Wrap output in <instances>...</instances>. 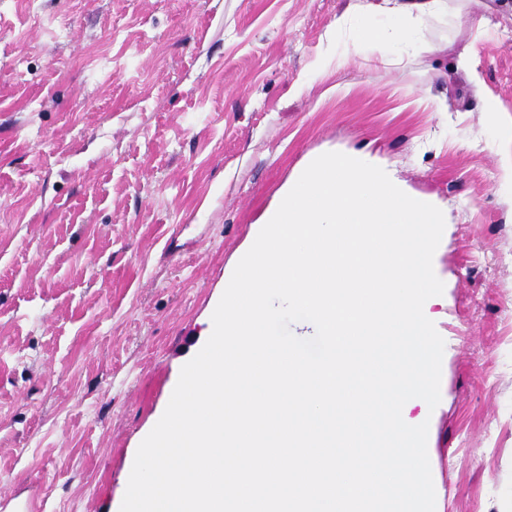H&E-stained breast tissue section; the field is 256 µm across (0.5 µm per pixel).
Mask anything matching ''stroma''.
<instances>
[{
	"label": "stroma",
	"mask_w": 512,
	"mask_h": 512,
	"mask_svg": "<svg viewBox=\"0 0 512 512\" xmlns=\"http://www.w3.org/2000/svg\"><path fill=\"white\" fill-rule=\"evenodd\" d=\"M368 2L0 0V491L26 512H119L225 275L331 151L447 208L441 401L415 413L438 512H512V0L379 48Z\"/></svg>",
	"instance_id": "obj_1"
}]
</instances>
